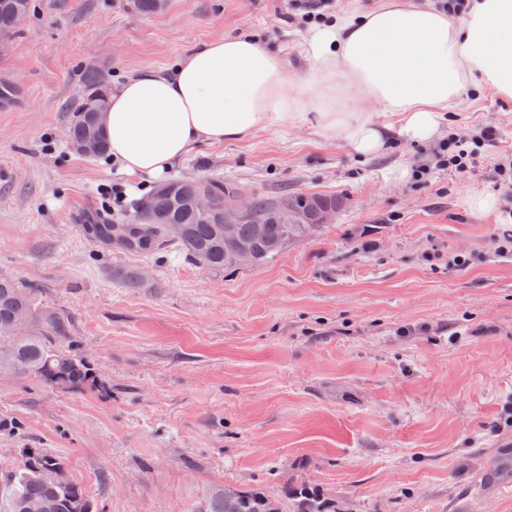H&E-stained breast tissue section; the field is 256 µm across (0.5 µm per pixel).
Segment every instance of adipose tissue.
<instances>
[{"instance_id":"ef3b65f1","label":"adipose tissue","mask_w":512,"mask_h":512,"mask_svg":"<svg viewBox=\"0 0 512 512\" xmlns=\"http://www.w3.org/2000/svg\"><path fill=\"white\" fill-rule=\"evenodd\" d=\"M305 54L304 83L247 35L134 73L103 115L109 156L125 172L158 175L199 144L307 122L363 154L381 150L393 130L430 138L467 84L512 98V0H470L458 20L422 0L340 15L309 31ZM378 110L395 125L378 122Z\"/></svg>"}]
</instances>
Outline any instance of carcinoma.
<instances>
[{
  "label": "carcinoma",
  "instance_id": "obj_1",
  "mask_svg": "<svg viewBox=\"0 0 512 512\" xmlns=\"http://www.w3.org/2000/svg\"><path fill=\"white\" fill-rule=\"evenodd\" d=\"M15 2L0 0V38H10L30 13L32 0H21L18 8ZM83 83L99 98L93 103L82 102L73 110L66 129L70 143L86 136L91 110L108 107L110 99L111 88L96 69L85 70ZM235 190V185L219 178H206L193 185L172 180L148 195L159 222L143 224L135 213L127 224L103 220L85 224L83 229L105 245L117 244L137 253H157L171 247L211 271L224 272L238 267L233 252L224 247V201ZM199 192L210 197V208L205 213L194 203ZM338 203L339 197L334 194L256 193L249 217L237 225V235L252 241L255 265L262 266L288 244L319 227L321 211H334ZM170 224L181 225L182 234L170 236ZM38 293L37 288L0 276V366L28 372L56 386H83L90 378L88 364L78 353L55 346V338L66 335V323L63 317L38 304ZM22 318L29 323V334L15 336L13 323ZM50 466L63 467L65 463L61 456L47 450L28 452L15 469L0 479V512H24L31 503L48 504L51 512H93L92 500L80 482L72 479L62 487L43 478V471ZM207 512H327V508L314 493L294 498L290 509L280 498L228 489L224 491V500Z\"/></svg>",
  "mask_w": 512,
  "mask_h": 512
}]
</instances>
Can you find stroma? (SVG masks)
I'll list each match as a JSON object with an SVG mask.
<instances>
[{
    "mask_svg": "<svg viewBox=\"0 0 512 512\" xmlns=\"http://www.w3.org/2000/svg\"><path fill=\"white\" fill-rule=\"evenodd\" d=\"M289 0H32L0 56V276L39 288L91 367L62 388L0 378V477L24 448L65 460L96 512H206L225 490L319 492L334 512H512V100L466 89L434 138L358 154L311 127L203 144L169 172L74 153L82 73L111 87L202 42L246 34L300 78L310 30ZM495 128L464 172L417 181L449 134ZM336 194V221L262 267L214 273L171 250L105 247L72 216L179 178ZM492 196L490 211L470 208ZM457 255L462 265L452 266ZM144 284L128 287L125 270Z\"/></svg>",
    "mask_w": 512,
    "mask_h": 512,
    "instance_id": "obj_1",
    "label": "stroma"
}]
</instances>
